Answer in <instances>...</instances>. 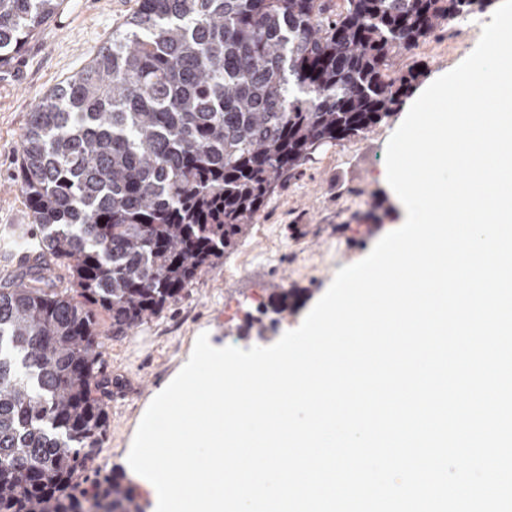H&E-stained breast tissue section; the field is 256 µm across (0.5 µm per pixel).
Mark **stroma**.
<instances>
[{
  "label": "stroma",
  "mask_w": 512,
  "mask_h": 512,
  "mask_svg": "<svg viewBox=\"0 0 512 512\" xmlns=\"http://www.w3.org/2000/svg\"><path fill=\"white\" fill-rule=\"evenodd\" d=\"M75 17L64 30L44 25L0 69V284L22 271L37 236L17 181L18 151L32 105L80 72L135 0H70ZM482 14L434 36L397 59L400 70L423 67L424 81L447 73L477 45ZM412 98L364 137L328 145L268 200L216 265L202 271L188 294L126 335L104 339V360L114 381L104 400L109 428L95 468L125 466L154 392L181 366L199 334L212 345L247 349L274 344L300 325L337 270L363 259L402 224V210L385 180L387 142ZM382 218L367 220L368 210ZM293 288L297 298L276 313L273 293Z\"/></svg>",
  "instance_id": "obj_1"
}]
</instances>
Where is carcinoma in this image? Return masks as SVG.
I'll return each mask as SVG.
<instances>
[{"label":"carcinoma","instance_id":"obj_1","mask_svg":"<svg viewBox=\"0 0 512 512\" xmlns=\"http://www.w3.org/2000/svg\"><path fill=\"white\" fill-rule=\"evenodd\" d=\"M493 3L138 0L34 105L18 181L40 237L0 286V512H143L90 467L102 317L121 336L178 301L320 147L393 113L421 77L403 51ZM58 5L0 0L1 68Z\"/></svg>","mask_w":512,"mask_h":512}]
</instances>
